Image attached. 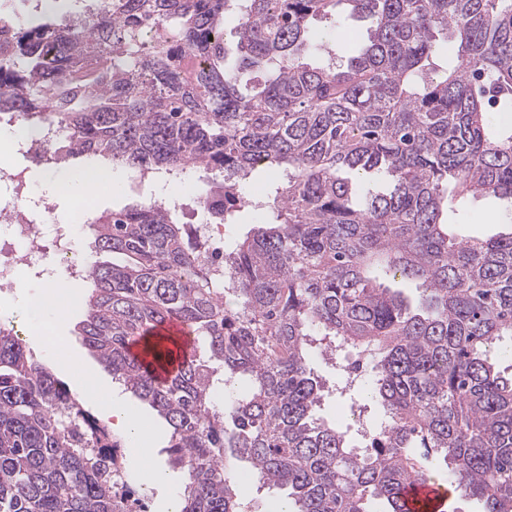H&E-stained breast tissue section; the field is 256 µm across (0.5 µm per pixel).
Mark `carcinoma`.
I'll return each mask as SVG.
<instances>
[{
  "instance_id": "carcinoma-1",
  "label": "carcinoma",
  "mask_w": 512,
  "mask_h": 512,
  "mask_svg": "<svg viewBox=\"0 0 512 512\" xmlns=\"http://www.w3.org/2000/svg\"><path fill=\"white\" fill-rule=\"evenodd\" d=\"M341 5L370 22L369 44L325 62L310 21ZM441 35L454 43L442 69ZM2 89L32 130L47 113L65 129L46 146L58 165L220 176L221 224L247 179L283 173L221 260L174 202L90 221L79 335L171 428L180 512H246L253 475L291 512H405L403 488L433 468L485 512H512V375L492 358L512 340V231L448 223L493 197L512 227V127L491 118L512 112V0H96L60 24H14ZM360 172L387 189L360 194ZM388 280L414 284L420 305ZM173 320L207 354L159 380L130 344L162 360L148 339ZM318 340L372 364L363 384L386 415L362 453L314 417ZM239 376L248 391L218 404ZM83 414L0 325V512H126ZM500 213V202L493 197L470 200L458 214L450 216L451 222L458 224L461 234L488 238L499 232H508V226L481 223L489 212Z\"/></svg>"
}]
</instances>
